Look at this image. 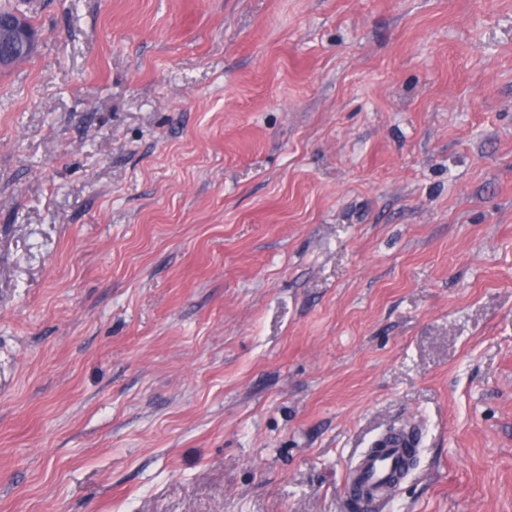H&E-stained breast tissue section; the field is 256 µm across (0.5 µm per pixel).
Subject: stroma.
<instances>
[{
    "instance_id": "1",
    "label": "stroma",
    "mask_w": 512,
    "mask_h": 512,
    "mask_svg": "<svg viewBox=\"0 0 512 512\" xmlns=\"http://www.w3.org/2000/svg\"><path fill=\"white\" fill-rule=\"evenodd\" d=\"M0 512H512V0H0ZM26 23L34 32L35 29L31 22L27 20ZM26 23L24 17L19 13L9 17L0 16V40L4 41L8 38L16 45L15 49H0L1 66L16 62L19 52L31 56L30 54L34 51L36 35L28 29ZM29 56H25L20 60L27 59ZM378 444L383 450L359 456L347 483L348 494L356 486L361 489L362 507L366 512H382L389 508L394 492H391L393 488L389 482L391 472L403 457L404 448L411 446L408 439L389 433L383 435Z\"/></svg>"
}]
</instances>
